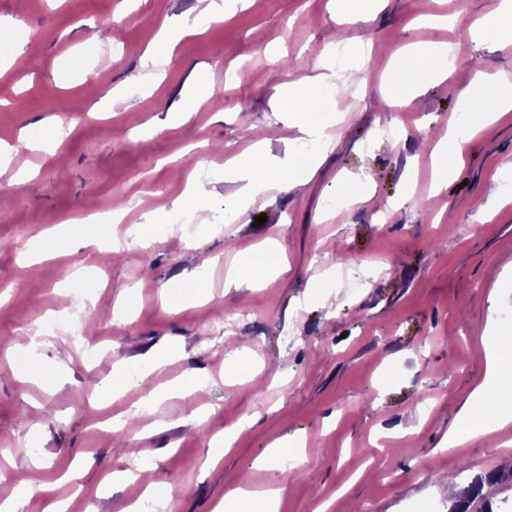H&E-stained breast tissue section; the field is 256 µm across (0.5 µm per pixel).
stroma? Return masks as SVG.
<instances>
[{
  "instance_id": "obj_1",
  "label": "stroma",
  "mask_w": 512,
  "mask_h": 512,
  "mask_svg": "<svg viewBox=\"0 0 512 512\" xmlns=\"http://www.w3.org/2000/svg\"><path fill=\"white\" fill-rule=\"evenodd\" d=\"M493 0H387L384 8L346 29L372 40L364 87L349 79L338 95L314 94L316 123L333 144L317 145V169L297 155L302 186L268 191L237 222L219 223L224 199L237 192L225 164L250 153L252 130L265 128L272 154L296 138L288 116L270 103L278 83L314 76L321 58H335L330 0H246L206 31L174 49L162 81L133 82L168 18L203 13L209 0H0V17L23 25L11 34L26 66L0 84V142L13 148L12 170L31 178L0 184V344L40 365L43 381L18 382L0 366V459L8 476L0 500L19 481L52 487L34 494L25 512L46 499L66 512H127L134 490L112 483L125 453L152 449V477L167 493L153 512H214L248 477L254 491L282 487L279 512H448L444 478L497 472L471 496L469 512L512 500V423L448 450L473 392L502 396L487 382L481 338L493 326L512 337V111L500 113L465 150V162L436 189L423 140L446 130L459 95L476 68L512 75V45L472 40L468 24ZM451 43L452 82H425L404 107H383V71L406 45ZM94 68H87V61ZM93 70L102 82L88 86ZM210 84L195 104L189 90ZM120 95L108 105L102 96ZM185 111L186 122L168 121ZM68 120L56 139L41 137L52 117ZM405 126L406 138L393 136ZM212 170V200L184 201L185 179L201 163ZM369 175L361 203L329 214L342 177ZM131 194L138 207L102 233L127 238L146 216L184 206L192 226L156 221L148 247L113 252L104 284L83 296L64 295V280L82 264L73 251L21 265L14 233L28 236L82 220L88 210ZM265 224H258V217ZM275 243V279L233 281L260 264L261 242ZM143 290H136V283ZM180 285L170 305L158 286ZM497 306H490V297ZM95 325L94 359L58 322ZM232 326L217 331L220 320ZM183 351L159 381L193 368L209 376L202 390L145 409L137 427L176 418L143 438L106 431L140 390L124 381V396L93 409L90 379L142 366L150 353ZM205 413L202 425L192 421ZM235 433L216 465L209 453ZM302 438L308 459L299 470L255 467L270 444ZM79 480H65L73 466Z\"/></svg>"
}]
</instances>
